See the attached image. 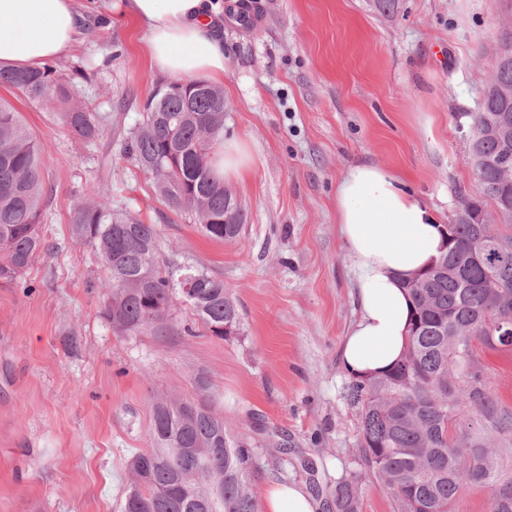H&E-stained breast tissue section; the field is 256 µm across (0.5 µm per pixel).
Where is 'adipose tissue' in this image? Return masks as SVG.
I'll use <instances>...</instances> for the list:
<instances>
[{
  "mask_svg": "<svg viewBox=\"0 0 512 512\" xmlns=\"http://www.w3.org/2000/svg\"><path fill=\"white\" fill-rule=\"evenodd\" d=\"M117 21L143 32L153 67L189 81L224 80L222 12L211 0H117ZM81 15L76 0H0V64L38 66L68 55ZM341 235L353 259L359 315L345 336L343 367L358 378L384 374L407 345L409 296L402 283L443 251L439 218L393 170L350 166L336 187ZM302 486L269 484L264 512H319Z\"/></svg>",
  "mask_w": 512,
  "mask_h": 512,
  "instance_id": "1",
  "label": "adipose tissue"
}]
</instances>
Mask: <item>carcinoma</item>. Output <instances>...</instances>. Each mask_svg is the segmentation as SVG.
I'll return each instance as SVG.
<instances>
[{
    "label": "carcinoma",
    "mask_w": 512,
    "mask_h": 512,
    "mask_svg": "<svg viewBox=\"0 0 512 512\" xmlns=\"http://www.w3.org/2000/svg\"><path fill=\"white\" fill-rule=\"evenodd\" d=\"M0 86L33 104L65 105L62 124L86 140L102 131L99 113L73 100L69 82L51 65L0 67ZM505 111L512 113V64L493 70L473 124L487 126ZM223 138L224 90L205 81L167 82L147 99L121 149L153 174L172 213L192 217L210 239L235 242L246 211L234 195L224 196V178L213 164ZM506 150L512 153V141L481 140L485 163L473 167L480 195L459 194L458 220L444 225L448 249L403 282L413 303L403 356L385 375L351 387L359 453L396 512H452L469 484L491 490V512H512V499L497 497L498 487H512V477L501 473L493 452L512 447V409L493 393L478 357L481 346L512 348L501 339L512 328V218L500 228L476 222L487 206L499 204L494 163ZM47 163L21 114L0 99V279H22L47 250L41 234ZM72 233L97 251L108 271L113 326L135 331L162 321L181 299L220 339L224 323H238L222 278L163 256L157 225L111 197L78 204ZM187 282L194 288L189 296L182 291ZM151 440L150 451L129 461L133 486L123 512H259L249 487V449L204 403L158 401ZM334 498L336 512H360L356 481L338 482Z\"/></svg>",
    "instance_id": "1"
}]
</instances>
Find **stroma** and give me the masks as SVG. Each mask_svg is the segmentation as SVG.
<instances>
[{"mask_svg": "<svg viewBox=\"0 0 512 512\" xmlns=\"http://www.w3.org/2000/svg\"><path fill=\"white\" fill-rule=\"evenodd\" d=\"M112 2L78 0L75 46L54 62L102 115L94 142L0 87L48 158L49 199L47 252L24 282L0 279V512H122L128 461L151 450L165 397L204 400L244 439L256 499L270 483H296L336 512L337 482L355 479L361 512H394L359 456L354 378L340 362L358 307L336 183L357 163L392 168L444 224L459 192L479 193L469 115L512 0H401L389 15L372 0H248L244 23L223 0L224 136L255 153L229 184L247 212L232 243L168 211L121 150L169 76ZM115 191L157 225L164 254L223 278L240 315L230 336H211L180 302L163 322L113 327L100 258L71 222L89 194ZM480 360L512 407V351L485 348Z\"/></svg>", "mask_w": 512, "mask_h": 512, "instance_id": "obj_1", "label": "stroma"}]
</instances>
